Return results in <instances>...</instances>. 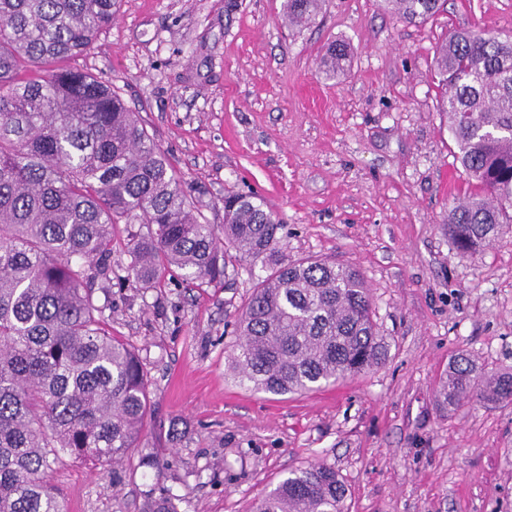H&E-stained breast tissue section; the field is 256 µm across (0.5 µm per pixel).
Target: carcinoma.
Returning a JSON list of instances; mask_svg holds the SVG:
<instances>
[{"instance_id": "carcinoma-1", "label": "carcinoma", "mask_w": 512, "mask_h": 512, "mask_svg": "<svg viewBox=\"0 0 512 512\" xmlns=\"http://www.w3.org/2000/svg\"><path fill=\"white\" fill-rule=\"evenodd\" d=\"M323 0H286L303 26ZM401 21L425 22L440 0H381ZM117 0H0V512H65L51 478L65 453L121 464L138 446L149 381L137 354L103 329L93 284L109 277L112 225L131 233L130 269L154 282L171 268L224 279L233 261L261 265L230 355L239 382L302 394L386 360L369 289L349 267L286 263L277 216L243 194L224 198V225L203 224L165 155L112 85L66 61L112 25ZM350 51L325 50L335 77ZM436 71L441 111L471 187L448 216L462 253L512 223V36L453 29ZM443 407L512 403V372L458 356L441 380ZM347 487L325 463L295 469L251 512H348ZM173 494L147 512H177Z\"/></svg>"}]
</instances>
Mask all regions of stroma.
I'll use <instances>...</instances> for the list:
<instances>
[{"instance_id": "obj_1", "label": "stroma", "mask_w": 512, "mask_h": 512, "mask_svg": "<svg viewBox=\"0 0 512 512\" xmlns=\"http://www.w3.org/2000/svg\"><path fill=\"white\" fill-rule=\"evenodd\" d=\"M284 0H119L74 64L111 83L211 224L224 196L260 197L287 232L283 257L356 269L388 345L382 366L301 395L273 396L227 371L236 322L261 267L197 284L129 270L130 227L112 229V271L94 298L105 329L139 355L151 415L120 473L62 457L67 512H249L289 471L324 462L349 512H512V403L442 408L459 355L512 369V227L476 253L445 226L467 176L454 157L433 67L449 29L512 36V0H441L423 24L380 0H324L287 26ZM351 47L324 79L327 45Z\"/></svg>"}]
</instances>
